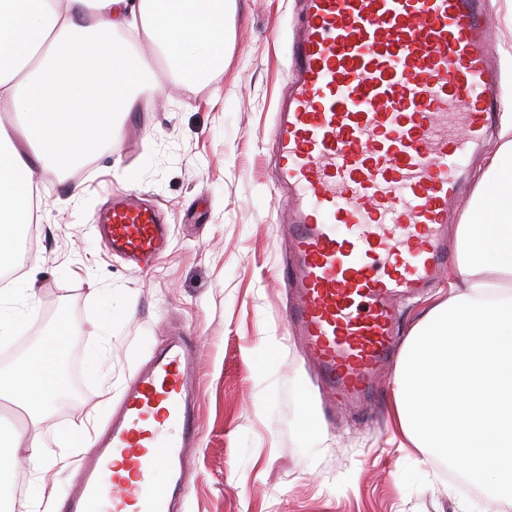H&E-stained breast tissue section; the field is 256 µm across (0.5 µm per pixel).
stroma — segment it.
I'll use <instances>...</instances> for the list:
<instances>
[{"label": "stroma", "instance_id": "35a3bbf8", "mask_svg": "<svg viewBox=\"0 0 512 512\" xmlns=\"http://www.w3.org/2000/svg\"><path fill=\"white\" fill-rule=\"evenodd\" d=\"M301 18L299 0H237L224 64L175 86L154 56L139 107L120 122V155L100 149L86 170L46 180L39 222L16 274L35 281L20 335L0 343L11 367L58 313L73 326L80 389L37 426L49 445L73 425L105 426L137 370L168 337L197 349L199 439L177 512H479L483 495L440 457L407 445L393 424L394 372L371 410L332 409L282 313L291 291L277 279L289 258L272 193L270 137ZM116 193L156 210L169 245L149 267L113 255L99 225ZM455 273L402 306L412 333L445 300ZM111 344H104V334ZM311 408L317 438L302 429Z\"/></svg>", "mask_w": 512, "mask_h": 512}]
</instances>
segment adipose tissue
Returning <instances> with one entry per match:
<instances>
[{"mask_svg": "<svg viewBox=\"0 0 512 512\" xmlns=\"http://www.w3.org/2000/svg\"><path fill=\"white\" fill-rule=\"evenodd\" d=\"M234 0H0V268L21 253L36 223L39 185L118 148V115L135 112L147 58L119 43L142 28L184 82L224 61V19ZM471 222L456 232L461 276L414 328L397 366L393 416L423 453L444 458L494 504L512 505V107L475 175ZM35 297L22 280L0 289V341L17 334ZM66 317L15 369L0 371V399L32 422L47 417L69 380L60 364ZM39 434L0 447V473L34 470L41 483L23 512H54L51 468Z\"/></svg>", "mask_w": 512, "mask_h": 512, "instance_id": "ef3b65f1", "label": "adipose tissue"}]
</instances>
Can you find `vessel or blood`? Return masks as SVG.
<instances>
[{"mask_svg":"<svg viewBox=\"0 0 512 512\" xmlns=\"http://www.w3.org/2000/svg\"><path fill=\"white\" fill-rule=\"evenodd\" d=\"M493 40L484 0H304L272 131L292 250L285 326L340 399H370L396 346V301L448 263L449 206L499 107ZM103 231L137 265L168 245L159 215L125 198ZM195 386L190 342L174 339L129 383L60 512H173L198 436ZM155 467L166 483L151 482Z\"/></svg>","mask_w":512,"mask_h":512,"instance_id":"obj_1","label":"vessel or blood"}]
</instances>
